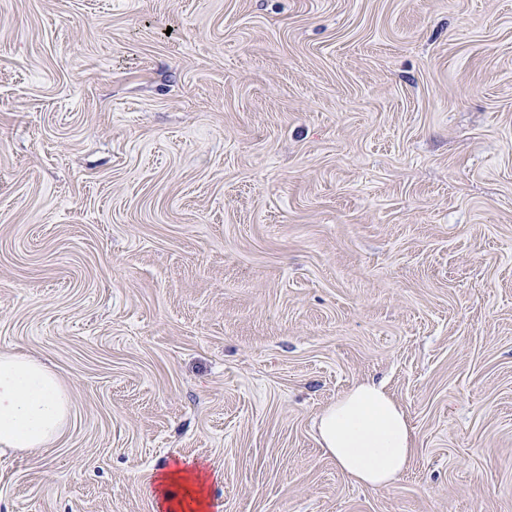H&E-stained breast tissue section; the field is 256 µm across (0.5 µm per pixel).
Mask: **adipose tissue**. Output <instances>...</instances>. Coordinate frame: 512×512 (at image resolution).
<instances>
[{"instance_id": "ef3b65f1", "label": "adipose tissue", "mask_w": 512, "mask_h": 512, "mask_svg": "<svg viewBox=\"0 0 512 512\" xmlns=\"http://www.w3.org/2000/svg\"><path fill=\"white\" fill-rule=\"evenodd\" d=\"M69 416L59 378L34 358L0 353V447H45ZM318 432L337 466L356 482L391 485L408 467L413 448L404 412L378 384L351 389L321 414ZM208 471L193 461L164 465L154 493L161 512H209Z\"/></svg>"}]
</instances>
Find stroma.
Wrapping results in <instances>:
<instances>
[{"label": "stroma", "mask_w": 512, "mask_h": 512, "mask_svg": "<svg viewBox=\"0 0 512 512\" xmlns=\"http://www.w3.org/2000/svg\"><path fill=\"white\" fill-rule=\"evenodd\" d=\"M70 400L0 512H512V0H0V352ZM384 383L354 482L319 415ZM318 432L342 472L372 488L391 485L413 454L406 416L378 384L358 385L327 407ZM181 465L175 460L174 466L163 465L156 478L153 495L160 499L159 509L166 512H208L211 502L206 492L211 478L215 482L217 474L209 473L191 460L182 459ZM176 488V491L173 490Z\"/></svg>", "instance_id": "1"}]
</instances>
